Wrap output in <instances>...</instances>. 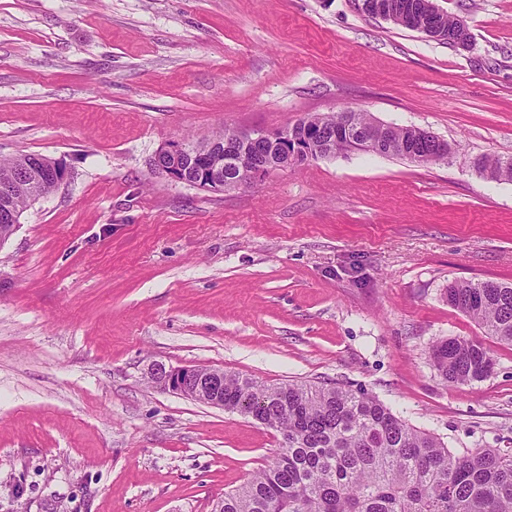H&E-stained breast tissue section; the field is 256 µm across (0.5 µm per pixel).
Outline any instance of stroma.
<instances>
[{
  "mask_svg": "<svg viewBox=\"0 0 512 512\" xmlns=\"http://www.w3.org/2000/svg\"><path fill=\"white\" fill-rule=\"evenodd\" d=\"M462 50L354 0H0V157L68 178L0 244V512H211L281 436L152 387L208 366L377 397L452 452L512 448V346L449 305L512 282V0H436ZM345 108L445 139L447 163L319 158L229 193L157 151ZM494 361L444 383L429 349ZM475 169L491 180L512 182V157L482 155L474 160ZM431 359L446 383H472L486 378L494 368L489 351L479 342L466 338H450L436 342Z\"/></svg>",
  "mask_w": 512,
  "mask_h": 512,
  "instance_id": "1",
  "label": "stroma"
}]
</instances>
